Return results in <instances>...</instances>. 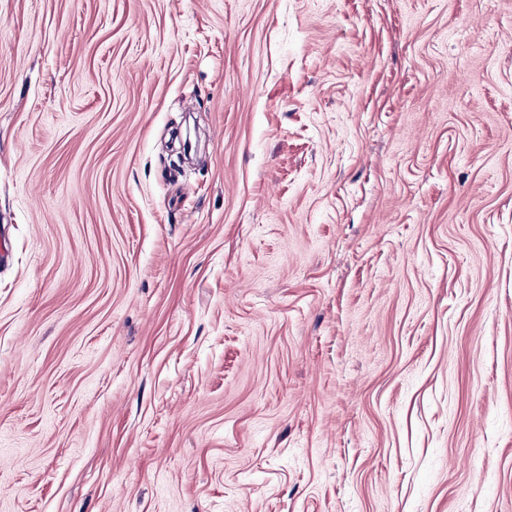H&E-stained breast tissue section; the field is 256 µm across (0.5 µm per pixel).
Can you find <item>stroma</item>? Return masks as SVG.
<instances>
[{"instance_id":"obj_1","label":"stroma","mask_w":512,"mask_h":512,"mask_svg":"<svg viewBox=\"0 0 512 512\" xmlns=\"http://www.w3.org/2000/svg\"><path fill=\"white\" fill-rule=\"evenodd\" d=\"M0 512H512V0H0Z\"/></svg>"}]
</instances>
